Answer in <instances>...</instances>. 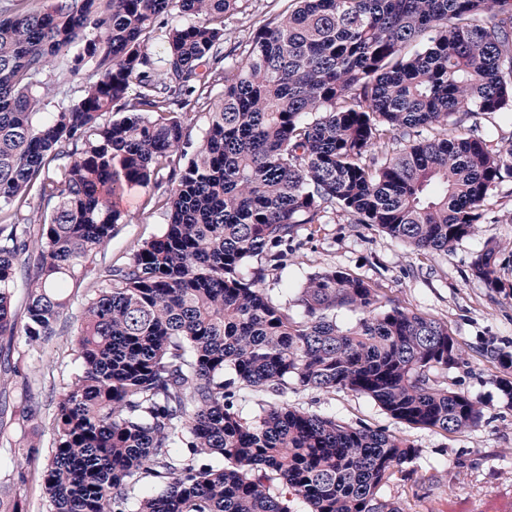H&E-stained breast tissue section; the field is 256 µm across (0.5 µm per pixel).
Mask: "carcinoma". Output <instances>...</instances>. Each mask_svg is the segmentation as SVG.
I'll list each match as a JSON object with an SVG mask.
<instances>
[{
  "label": "carcinoma",
  "mask_w": 512,
  "mask_h": 512,
  "mask_svg": "<svg viewBox=\"0 0 512 512\" xmlns=\"http://www.w3.org/2000/svg\"><path fill=\"white\" fill-rule=\"evenodd\" d=\"M240 2L45 0L0 19V339L25 337L24 358L57 336L70 290L97 284L42 470L49 512H402L379 491L415 445L286 402L245 417L246 387L349 391L444 433L483 419L438 377L463 360L446 323L336 267L293 289L296 316L262 283L302 226L338 213L422 255L485 223L512 182V141L482 122L512 116V0H292L226 48ZM59 60L93 64L92 80L38 122ZM210 83L224 92L190 155L174 108ZM131 186L152 188L165 231L100 262ZM33 199L48 208L38 219ZM500 255L486 247L472 276L509 296ZM342 309L360 317L340 327ZM34 415L25 388L0 406V436L35 447Z\"/></svg>",
  "instance_id": "1"
}]
</instances>
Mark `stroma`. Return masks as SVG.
I'll list each match as a JSON object with an SVG mask.
<instances>
[{
    "instance_id": "obj_1",
    "label": "stroma",
    "mask_w": 512,
    "mask_h": 512,
    "mask_svg": "<svg viewBox=\"0 0 512 512\" xmlns=\"http://www.w3.org/2000/svg\"><path fill=\"white\" fill-rule=\"evenodd\" d=\"M286 0H245L241 10L225 22L229 44L250 41L265 12L287 9ZM92 68L71 73L56 63L47 76L55 87L48 111L78 101ZM149 189L127 188L115 201L124 214L104 251L106 260L119 263L144 241L162 235L165 215L147 203ZM491 222L445 253L423 256L365 224L344 217L321 225L318 233L302 227L282 270L270 272L263 286L285 298L307 274L337 267L377 282L382 294L399 307L425 313L446 323L459 342L463 361L444 373L450 389L478 398L482 424L461 433L435 432L393 420L371 398L346 391L292 389L289 405L348 422L388 429L410 440L420 455L403 466L380 490L382 499L403 512H512V399L503 395L495 379L505 370L493 363L489 351L512 354V296L489 292L471 274V263L487 244L501 246L505 258L500 277L512 282V185L503 184L489 201ZM83 293H76L61 322L62 334L43 352H30L13 377L12 387L29 381L37 414L29 426L38 445L26 470L25 483L12 484L26 512H47L41 470L54 438L53 420L61 388L78 370L77 328L84 309Z\"/></svg>"
}]
</instances>
